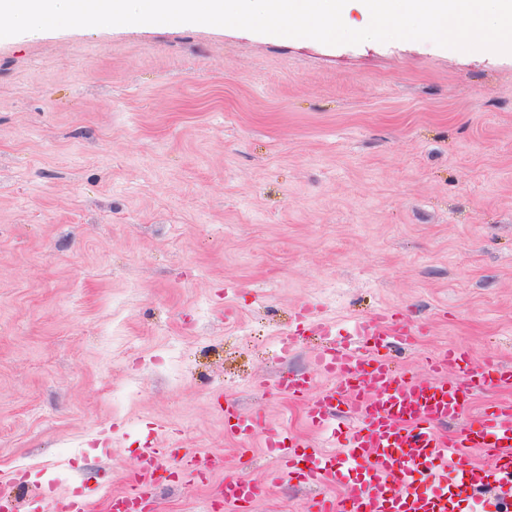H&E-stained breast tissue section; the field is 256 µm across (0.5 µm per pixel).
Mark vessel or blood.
<instances>
[{"label":"vessel or blood","instance_id":"b4317fda","mask_svg":"<svg viewBox=\"0 0 512 512\" xmlns=\"http://www.w3.org/2000/svg\"><path fill=\"white\" fill-rule=\"evenodd\" d=\"M332 331V324H322L328 342L316 355L329 384L318 388L302 375L287 378L283 387L303 404L312 425L326 428L333 419L353 417L341 453L281 432L269 439L280 476L319 487L340 484V497L314 498L311 512H459L464 497L480 512H512V404L490 406L474 423L466 421L474 392L512 387V364L491 357L475 368L467 350L451 348L430 358L434 377L426 380L390 365L387 350L414 335L395 314L358 319L337 341ZM450 421L458 422L457 432L442 434L441 425ZM224 423L233 436L258 425L233 405L225 406ZM476 451L491 457L494 467L473 463ZM165 454L145 450V475ZM451 473L457 476L452 486L446 482ZM145 475L133 480L132 496L147 497ZM263 493V485L236 476L225 480L223 500L244 510Z\"/></svg>","mask_w":512,"mask_h":512}]
</instances>
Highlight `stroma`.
I'll use <instances>...</instances> for the list:
<instances>
[{
	"mask_svg": "<svg viewBox=\"0 0 512 512\" xmlns=\"http://www.w3.org/2000/svg\"><path fill=\"white\" fill-rule=\"evenodd\" d=\"M390 308L428 378L458 345L512 363V53L329 46L204 24L0 38V494L106 512L169 448L148 512H308L269 430L314 330ZM262 429L227 435L225 403ZM224 503H232L246 510L247 506L264 494V486L245 476H236L224 481L222 489Z\"/></svg>",
	"mask_w": 512,
	"mask_h": 512,
	"instance_id": "obj_1",
	"label": "stroma"
}]
</instances>
